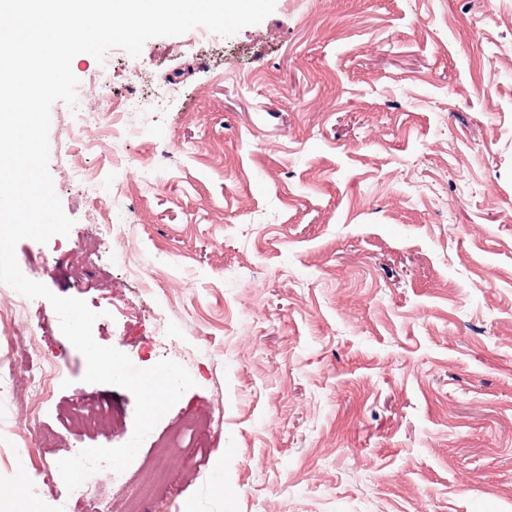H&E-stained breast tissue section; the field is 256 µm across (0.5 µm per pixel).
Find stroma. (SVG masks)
I'll use <instances>...</instances> for the list:
<instances>
[{"instance_id": "35a3bbf8", "label": "stroma", "mask_w": 512, "mask_h": 512, "mask_svg": "<svg viewBox=\"0 0 512 512\" xmlns=\"http://www.w3.org/2000/svg\"><path fill=\"white\" fill-rule=\"evenodd\" d=\"M71 68L81 94L100 77L122 96L160 76L181 90L140 113L121 165L72 140L55 103L49 172L74 225L16 252L60 260L34 279L98 312L99 344L139 368L174 360L195 386L125 479L100 474L68 512H113L219 401L222 427L171 449L150 512H512V0H276L229 37L150 39L133 69L118 48ZM138 161L146 185L127 187ZM89 233L106 246L87 267ZM18 320L63 376L32 435L0 394V484L59 512L62 482L33 461L126 443L135 401L83 382L48 300ZM81 399L117 427L78 426Z\"/></svg>"}]
</instances>
